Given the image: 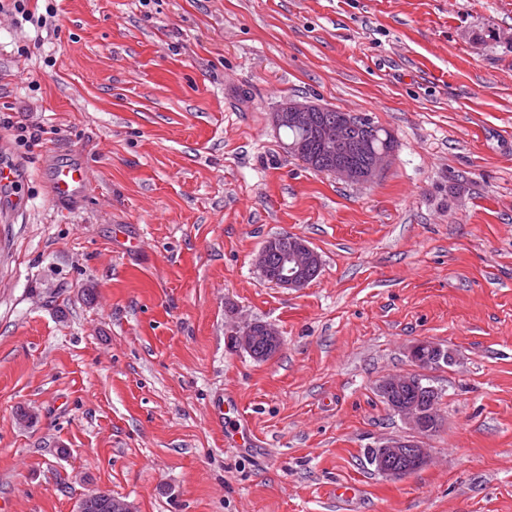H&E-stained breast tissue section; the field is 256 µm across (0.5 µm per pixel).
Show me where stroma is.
Returning <instances> with one entry per match:
<instances>
[{"label":"stroma","instance_id":"stroma-1","mask_svg":"<svg viewBox=\"0 0 512 512\" xmlns=\"http://www.w3.org/2000/svg\"><path fill=\"white\" fill-rule=\"evenodd\" d=\"M55 5L49 34L0 12V512H512V0ZM289 100L368 116L392 163L307 169ZM52 152L89 169L77 207ZM276 234L320 254L307 287L260 275ZM255 322L269 359L234 344ZM423 340L455 362L390 478L364 451L408 428L377 385ZM227 394L257 448L225 445ZM49 173L52 198L59 205L77 204L93 189L88 168L76 158L55 156L50 163ZM235 339L240 347L247 350H250L256 340L264 339L265 341H257L253 353L248 352L251 356L260 360L266 359L263 358V356L266 355V343L268 347L272 349H279L281 345V337L277 330L266 323H252L247 325ZM123 501L119 506V512H135L133 505L121 498L112 497L105 492H96L88 495L84 503V512H116V504Z\"/></svg>","mask_w":512,"mask_h":512}]
</instances>
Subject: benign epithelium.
Segmentation results:
<instances>
[{
    "mask_svg": "<svg viewBox=\"0 0 512 512\" xmlns=\"http://www.w3.org/2000/svg\"><path fill=\"white\" fill-rule=\"evenodd\" d=\"M319 106L311 102L289 101L274 114V125L290 124L303 126L311 130L318 142L322 154L330 159V164L322 172L336 176L347 182L372 179L379 175L390 162L392 152H376L370 150V140L367 137L349 138L348 128L355 120V114L343 113V121L316 117ZM353 152L368 158V169L360 174L355 168L343 162V156ZM318 271V254L306 242L300 239L291 240V246L280 254L276 274L270 283L294 290H300L308 285L309 275ZM259 339L265 340L268 347L278 349L281 337L276 329L266 323L247 325L236 337L238 345L250 349ZM409 357L418 371L403 375L388 376L378 385V393L382 399L390 398L391 392L398 385L419 383L424 378V372L453 363L452 353L433 341H420L409 350ZM394 413L409 425L412 434L396 436L387 439L380 446L379 469L388 477L397 478L401 473L395 468L398 461L403 459L416 462L426 461L425 448L420 444V438L433 432V425L439 422L436 408L425 410L417 405H396Z\"/></svg>",
    "mask_w": 512,
    "mask_h": 512,
    "instance_id": "obj_1",
    "label": "benign epithelium"
}]
</instances>
